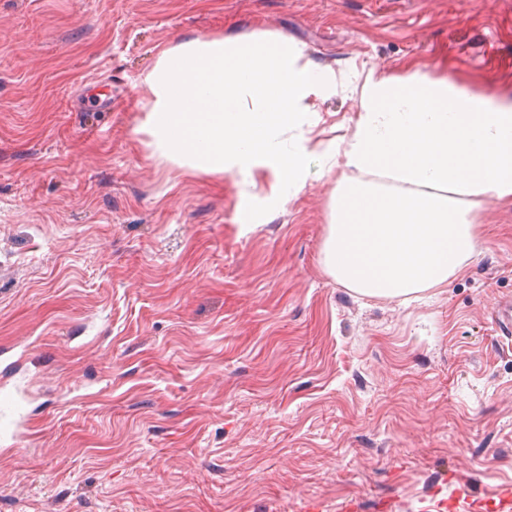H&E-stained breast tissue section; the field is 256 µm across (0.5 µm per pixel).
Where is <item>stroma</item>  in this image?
<instances>
[{
	"instance_id": "stroma-1",
	"label": "stroma",
	"mask_w": 512,
	"mask_h": 512,
	"mask_svg": "<svg viewBox=\"0 0 512 512\" xmlns=\"http://www.w3.org/2000/svg\"><path fill=\"white\" fill-rule=\"evenodd\" d=\"M269 31L348 75L512 100V0H0V512H496L512 491V206L403 301L330 276L356 98L303 129L304 189L153 157L139 75L189 36Z\"/></svg>"
}]
</instances>
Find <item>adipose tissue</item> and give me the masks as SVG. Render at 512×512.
Returning a JSON list of instances; mask_svg holds the SVG:
<instances>
[{
  "label": "adipose tissue",
  "instance_id": "ef3b65f1",
  "mask_svg": "<svg viewBox=\"0 0 512 512\" xmlns=\"http://www.w3.org/2000/svg\"><path fill=\"white\" fill-rule=\"evenodd\" d=\"M140 132L154 154L205 175H260L279 202L297 196L312 150L288 143L314 101L347 89L359 100L344 150L324 264L367 297L400 298L461 272L478 246L486 200L512 201V104L420 71L364 79L320 70L269 32L192 37L163 49L139 80Z\"/></svg>",
  "mask_w": 512,
  "mask_h": 512
}]
</instances>
